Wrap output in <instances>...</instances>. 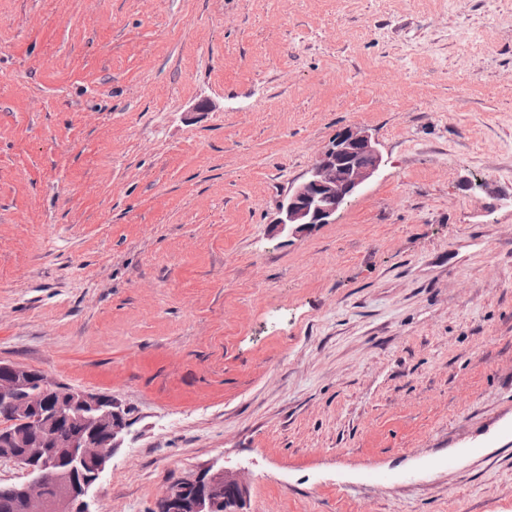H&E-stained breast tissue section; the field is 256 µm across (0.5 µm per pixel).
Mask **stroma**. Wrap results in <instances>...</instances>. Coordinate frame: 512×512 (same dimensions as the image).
Masks as SVG:
<instances>
[{
    "mask_svg": "<svg viewBox=\"0 0 512 512\" xmlns=\"http://www.w3.org/2000/svg\"><path fill=\"white\" fill-rule=\"evenodd\" d=\"M0 361L125 410L89 512H512V0H0ZM372 134L347 126L317 156L308 177L282 200L273 225L279 233L298 236L317 224H330L345 200L354 196L379 170L383 158ZM176 490L194 498L200 512H235L231 509L237 507L236 504H229L227 511H224V506L218 507L223 501L226 504L228 501L240 503L244 500L248 484L239 471L220 469L211 472L209 469L193 480L180 482Z\"/></svg>",
    "mask_w": 512,
    "mask_h": 512,
    "instance_id": "stroma-1",
    "label": "stroma"
}]
</instances>
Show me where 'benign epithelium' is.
<instances>
[{
    "mask_svg": "<svg viewBox=\"0 0 512 512\" xmlns=\"http://www.w3.org/2000/svg\"><path fill=\"white\" fill-rule=\"evenodd\" d=\"M382 154L372 134L358 126L343 128L317 156L308 177L291 188L282 200L273 225L280 233L298 236L317 224H330L345 200L354 196L379 170ZM33 369L0 362V404L16 409L29 430L38 438H51L62 426L63 418L73 420L83 412L101 406L98 394L73 389L66 414L47 417L32 400L22 397ZM121 427L95 449L97 464L83 470L88 461L87 440L80 434L69 442L68 453L58 458L46 448V457L27 458L33 478L24 483L21 494L28 512H86L81 497L98 478L106 461L117 447ZM176 490L194 498L198 512H216L228 501L241 502L248 484L239 471H206L193 480L183 481Z\"/></svg>",
    "mask_w": 512,
    "mask_h": 512,
    "instance_id": "7a95c632",
    "label": "benign epithelium"
}]
</instances>
